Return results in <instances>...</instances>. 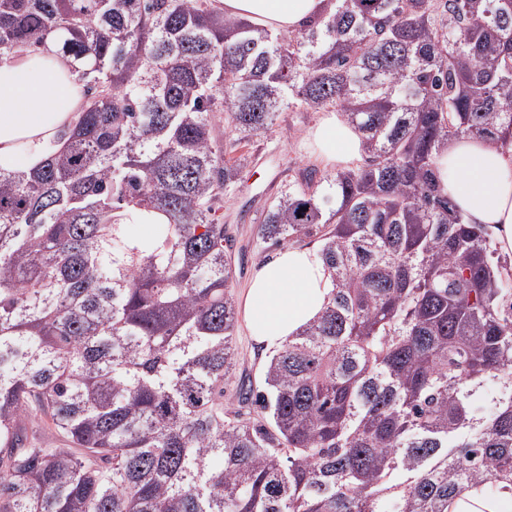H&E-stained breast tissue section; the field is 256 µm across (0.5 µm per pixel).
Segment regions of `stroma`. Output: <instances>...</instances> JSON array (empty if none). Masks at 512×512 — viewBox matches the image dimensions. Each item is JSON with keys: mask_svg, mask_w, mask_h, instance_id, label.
<instances>
[{"mask_svg": "<svg viewBox=\"0 0 512 512\" xmlns=\"http://www.w3.org/2000/svg\"><path fill=\"white\" fill-rule=\"evenodd\" d=\"M321 119L320 113L290 110L280 113L276 124L267 132L254 136L248 146L251 162L241 173L235 189L225 193L219 214L231 241L233 278L230 290L236 301H243L258 264L269 260L270 251L256 246L254 222L244 220L243 213L254 209L262 213L271 197L265 192L269 182L284 185L304 169L321 168L322 163L307 139L308 131Z\"/></svg>", "mask_w": 512, "mask_h": 512, "instance_id": "stroma-1", "label": "stroma"}]
</instances>
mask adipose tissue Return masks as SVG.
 <instances>
[{"label": "adipose tissue", "mask_w": 512, "mask_h": 512, "mask_svg": "<svg viewBox=\"0 0 512 512\" xmlns=\"http://www.w3.org/2000/svg\"><path fill=\"white\" fill-rule=\"evenodd\" d=\"M325 0H216L219 12L282 33L297 32L325 9ZM76 64L54 39L38 50L19 49L0 61V170L40 168L63 142L83 104ZM308 137L330 168L352 167L362 156L360 134L336 112L322 116ZM439 188L471 224H488L502 251H512V147L480 137L449 139L435 158ZM332 283L320 256L291 245L259 267L243 300L254 341L283 346L330 301ZM448 512H512V494L489 497L463 488Z\"/></svg>", "instance_id": "1"}]
</instances>
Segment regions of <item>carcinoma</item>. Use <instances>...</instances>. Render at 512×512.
<instances>
[{
	"label": "carcinoma",
	"instance_id": "1",
	"mask_svg": "<svg viewBox=\"0 0 512 512\" xmlns=\"http://www.w3.org/2000/svg\"><path fill=\"white\" fill-rule=\"evenodd\" d=\"M49 37L88 100L44 167L0 171V512H448L469 484L512 492L508 261L433 166L452 137L512 144V0H327L292 34L204 0H0V58ZM286 106L339 113L362 163L306 169L262 212L256 244H319L332 298L226 408L216 204ZM132 208L165 215L157 238L114 223Z\"/></svg>",
	"mask_w": 512,
	"mask_h": 512
}]
</instances>
